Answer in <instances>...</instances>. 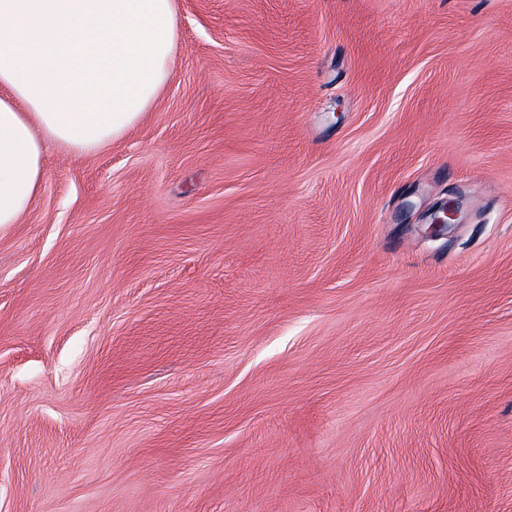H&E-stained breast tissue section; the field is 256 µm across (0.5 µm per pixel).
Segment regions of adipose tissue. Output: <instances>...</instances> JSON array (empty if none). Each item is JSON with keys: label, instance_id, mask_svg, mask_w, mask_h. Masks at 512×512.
Here are the masks:
<instances>
[{"label": "adipose tissue", "instance_id": "adipose-tissue-1", "mask_svg": "<svg viewBox=\"0 0 512 512\" xmlns=\"http://www.w3.org/2000/svg\"><path fill=\"white\" fill-rule=\"evenodd\" d=\"M174 0H0V232L38 197L56 147L96 154L170 77Z\"/></svg>", "mask_w": 512, "mask_h": 512}]
</instances>
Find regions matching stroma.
<instances>
[{"mask_svg": "<svg viewBox=\"0 0 512 512\" xmlns=\"http://www.w3.org/2000/svg\"><path fill=\"white\" fill-rule=\"evenodd\" d=\"M175 5L0 233V512H512V0Z\"/></svg>", "mask_w": 512, "mask_h": 512, "instance_id": "35a3bbf8", "label": "stroma"}]
</instances>
